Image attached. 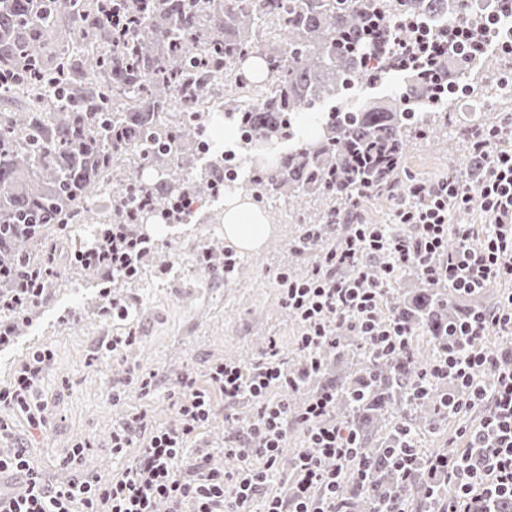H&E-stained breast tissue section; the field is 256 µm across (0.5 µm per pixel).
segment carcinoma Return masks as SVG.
I'll use <instances>...</instances> for the list:
<instances>
[{
    "mask_svg": "<svg viewBox=\"0 0 512 512\" xmlns=\"http://www.w3.org/2000/svg\"><path fill=\"white\" fill-rule=\"evenodd\" d=\"M96 7L97 0H0V69L15 74L0 85V226L30 225L25 235L0 236V263L33 267L49 244L72 242L92 224L131 223L133 190L168 223H185L189 206L224 182V156L203 163L197 150L214 119L200 104L205 87L245 133L241 155L263 160L241 188L256 202L311 201L304 223L322 225L359 192L393 187V162L409 141L440 138L453 100L499 89L504 75L487 55L481 71L450 69L429 90L410 68L398 99L350 106L355 86L399 71L388 48L366 40L365 22L404 19L418 35L424 17L456 20L464 12L458 0H161L139 13L116 52L92 23ZM255 53L269 81L243 107L233 65ZM107 191L110 215L94 206ZM385 301L388 316L439 351L451 325L483 298L452 297L444 284L422 281L406 294L387 290ZM321 358L303 395L336 391V421L374 461L365 482L342 486L349 512H373L383 498L424 512V476L404 484L388 458L409 440L404 431L443 420L436 407L448 389L440 381L408 405L428 365L415 338L401 352L374 356L344 330Z\"/></svg>",
    "mask_w": 512,
    "mask_h": 512,
    "instance_id": "cac0c4a2",
    "label": "carcinoma"
}]
</instances>
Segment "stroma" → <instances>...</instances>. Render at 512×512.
<instances>
[{
  "label": "stroma",
  "instance_id": "stroma-1",
  "mask_svg": "<svg viewBox=\"0 0 512 512\" xmlns=\"http://www.w3.org/2000/svg\"><path fill=\"white\" fill-rule=\"evenodd\" d=\"M462 125V119L452 115L445 141H412L402 173L426 180L447 173L449 161L464 151L458 134ZM288 208L284 197L266 206L275 233L259 253L245 256L241 277L225 275L219 266L206 274L193 262L197 253L224 249L223 207L201 211L195 224L165 225L139 279L122 284L119 290L131 303L130 314L123 320L103 316L104 301L97 288L88 286L70 267L67 249L59 250L65 274L50 289L47 300L31 311L15 344L0 351V387L11 383L15 369L32 349L48 347L54 352L35 392L39 404L47 408L46 428L33 433L24 416L14 418L16 434L28 440L30 457L50 477L68 480L62 462L83 437L96 445L82 461L84 472L122 471L137 454L132 448L126 458L116 459L110 452L112 428L125 412L144 407L153 426L172 423L173 410L161 392L147 399L130 385L123 405L113 406L109 390L113 382L124 379L126 366L158 373L165 381L185 368L202 371L219 360L250 362L272 336L285 352H293L297 328L281 306L274 272L289 265L306 273L312 259L292 255L298 227L290 223ZM131 329L139 341L127 350L126 364L98 354L101 342Z\"/></svg>",
  "mask_w": 512,
  "mask_h": 512
}]
</instances>
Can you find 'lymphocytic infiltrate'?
<instances>
[{
    "label": "lymphocytic infiltrate",
    "mask_w": 512,
    "mask_h": 512,
    "mask_svg": "<svg viewBox=\"0 0 512 512\" xmlns=\"http://www.w3.org/2000/svg\"><path fill=\"white\" fill-rule=\"evenodd\" d=\"M455 48L444 39L427 37L425 62L419 73L425 86L441 80L449 63L465 64L482 54L486 40L460 19ZM512 123L489 129L474 126L464 132L469 155L478 159L474 177L456 168L433 181L404 180L403 192H390L396 223L406 230L394 234L382 224L363 221L330 225L328 233L307 232L300 250L313 255L304 277L282 268L276 274L282 307L295 320V353L287 355L277 337H269L252 362L218 361L205 376L185 369L171 382L166 397L175 412L169 426L153 427L146 410L127 413L113 428V458L128 448L139 454L121 474L83 476L77 469L93 451L90 439L78 440L63 465L74 477L63 484L48 483L41 466L17 447L0 456V474L22 477V492L0 497V512H348L339 496L341 475L353 469L366 477L371 463L357 451L346 427L336 422L335 393L312 395L302 411L291 397L306 377L317 373L320 353L335 346L342 330L359 336L373 353L403 350L411 328L382 312L388 283L398 271L411 269L431 282H444L457 294L480 292L512 282ZM479 203L489 227L455 224L451 218ZM456 246H449V239ZM151 238L134 224H107L88 251L77 252L83 265L99 272L105 286L106 315L126 318L129 300L111 292L115 280H137L129 263L131 251L150 253ZM65 268L54 250H47L41 271L0 268V348L11 346L18 323L27 311L46 299L42 278H57ZM506 337L504 346L488 349L490 334ZM447 351L421 373L416 393L425 397L437 379L454 385L445 405L463 419L457 435L466 453L422 455L414 444L393 449L392 463L402 479L425 476L431 512H512V291L497 307L473 310L453 327ZM54 353L32 351L0 389V413L21 412L32 429L46 425L34 401L37 385ZM225 410L246 405L252 416L245 430L224 442L223 454L233 469L212 467L210 454L189 457V444L215 416L216 398ZM301 430L306 445L298 449L291 471L281 466L282 452L293 430ZM282 484L286 493L273 491ZM452 495H442L443 486Z\"/></svg>",
    "instance_id": "f902f5d3"
}]
</instances>
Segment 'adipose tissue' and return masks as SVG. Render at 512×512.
<instances>
[{
  "label": "adipose tissue",
  "mask_w": 512,
  "mask_h": 512,
  "mask_svg": "<svg viewBox=\"0 0 512 512\" xmlns=\"http://www.w3.org/2000/svg\"><path fill=\"white\" fill-rule=\"evenodd\" d=\"M270 226L264 212L250 200L231 193L224 197V241L241 253H253L266 241Z\"/></svg>",
  "instance_id": "adipose-tissue-1"
}]
</instances>
